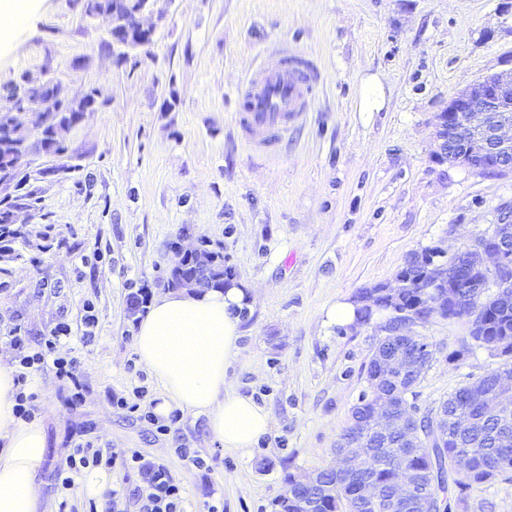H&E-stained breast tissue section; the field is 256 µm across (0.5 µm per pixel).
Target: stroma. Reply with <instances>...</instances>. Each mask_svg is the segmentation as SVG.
Segmentation results:
<instances>
[{"instance_id":"stroma-1","label":"stroma","mask_w":512,"mask_h":512,"mask_svg":"<svg viewBox=\"0 0 512 512\" xmlns=\"http://www.w3.org/2000/svg\"><path fill=\"white\" fill-rule=\"evenodd\" d=\"M144 21L154 40L132 66L101 51L106 22L87 17L80 0H32L0 40V97L23 74L54 78L71 95L101 92L98 111L61 131L63 155L38 149L39 131L25 126L32 197L14 211L23 237L0 255V357H15L2 339L15 325L36 352L65 323L64 348L85 385L70 409L52 366L31 372L46 441L40 508L87 512L82 483L64 490L55 476L89 427L97 446L166 465L184 512L218 502L224 512H275L284 472L334 462L384 336L376 321L328 324L327 310L395 285L412 253H454L512 210V172L437 162L432 125L456 92L512 71V0H154ZM284 48L314 62L317 95L307 122L269 157L243 138L236 92ZM372 74L385 107L363 112ZM206 251L258 290L225 369L270 412L269 433L247 457L213 441L205 417L181 411L162 435L115 403L151 411L163 395L135 352L146 310L131 297L170 288L178 262ZM413 330L437 346L420 408L502 368L485 349L448 363L461 326L434 318ZM182 448L206 467L183 461ZM467 512H512V474L474 488Z\"/></svg>"}]
</instances>
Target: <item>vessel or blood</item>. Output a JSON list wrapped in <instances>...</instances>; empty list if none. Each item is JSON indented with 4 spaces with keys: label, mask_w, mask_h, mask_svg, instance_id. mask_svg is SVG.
Returning <instances> with one entry per match:
<instances>
[{
    "label": "vessel or blood",
    "mask_w": 512,
    "mask_h": 512,
    "mask_svg": "<svg viewBox=\"0 0 512 512\" xmlns=\"http://www.w3.org/2000/svg\"><path fill=\"white\" fill-rule=\"evenodd\" d=\"M316 77L315 66L305 56L284 51L265 59L258 75L246 80L235 115L246 141L265 154H275L288 131L311 111Z\"/></svg>",
    "instance_id": "vessel-or-blood-1"
}]
</instances>
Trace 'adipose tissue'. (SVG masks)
I'll list each match as a JSON object with an SVG mask.
<instances>
[{
  "label": "adipose tissue",
  "mask_w": 512,
  "mask_h": 512,
  "mask_svg": "<svg viewBox=\"0 0 512 512\" xmlns=\"http://www.w3.org/2000/svg\"><path fill=\"white\" fill-rule=\"evenodd\" d=\"M253 293L234 284L160 292L135 337L140 363L165 391L160 412L175 405L205 417L214 441L243 455L270 431L267 408L235 392L225 375L240 339L232 310ZM17 390L14 369L0 361V512H37L45 439L39 424L16 416Z\"/></svg>",
  "instance_id": "ef3b65f1"
}]
</instances>
